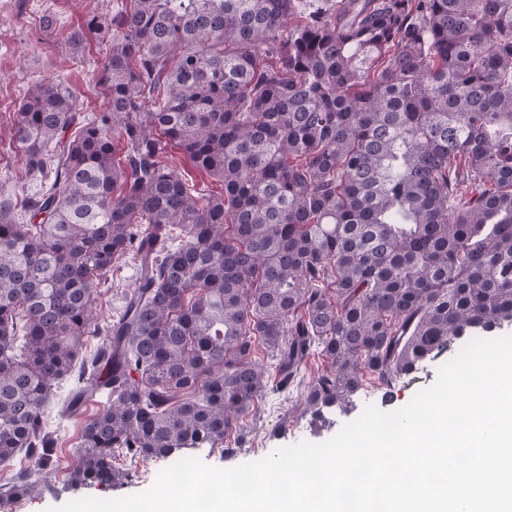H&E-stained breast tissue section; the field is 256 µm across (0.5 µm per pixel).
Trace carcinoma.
<instances>
[{"label":"carcinoma","mask_w":512,"mask_h":512,"mask_svg":"<svg viewBox=\"0 0 512 512\" xmlns=\"http://www.w3.org/2000/svg\"><path fill=\"white\" fill-rule=\"evenodd\" d=\"M128 0L106 109L33 85L14 138L48 193L0 202V494L39 488L42 408L90 336L68 412L105 391L70 467L117 484V457L179 459L270 392L304 412L388 394L452 345L512 326V0ZM174 145L222 183L203 195ZM183 239L172 246L171 230ZM120 316L92 305L128 252ZM264 349L267 361L256 358ZM324 367L305 380L308 361Z\"/></svg>","instance_id":"cac0c4a2"}]
</instances>
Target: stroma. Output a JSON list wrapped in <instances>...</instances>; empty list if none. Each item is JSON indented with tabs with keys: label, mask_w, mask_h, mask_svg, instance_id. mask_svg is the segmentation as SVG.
Wrapping results in <instances>:
<instances>
[{
	"label": "stroma",
	"mask_w": 512,
	"mask_h": 512,
	"mask_svg": "<svg viewBox=\"0 0 512 512\" xmlns=\"http://www.w3.org/2000/svg\"><path fill=\"white\" fill-rule=\"evenodd\" d=\"M121 0H0V200L21 204L27 195L40 187L39 180L24 176L23 151L12 136L17 112L31 85L45 78L68 83L77 96V108L83 115L102 111L104 99L98 77L108 52V43L97 33L87 31L92 16L121 9ZM52 16L56 25L45 29L44 16ZM82 31L79 45L68 42L70 34ZM136 261L123 257L96 293L94 313L99 323H107L119 314L126 291L133 288ZM444 351L440 358L426 362L407 376L392 391L390 400L381 393L365 391L355 397L348 411L326 414L324 421L312 422L298 411L297 394H272L240 421L225 441L211 448L193 450L192 455L217 468H231L256 461L273 449L307 440L320 443L334 436L344 423L353 421L365 405H382L393 411L406 405L413 395L432 385L442 362L453 358ZM74 386L73 378H64L45 407L47 429L57 443L55 462L41 473L39 494L21 499L0 497V512H47L48 508L86 496L111 499L135 495L148 490L158 473L167 468L165 460L117 459L118 467L131 477L116 486L92 485L78 489L67 484L68 466L72 461L81 416L66 414L65 408ZM236 446L234 455H226L225 446Z\"/></svg>",
	"instance_id": "1"
}]
</instances>
